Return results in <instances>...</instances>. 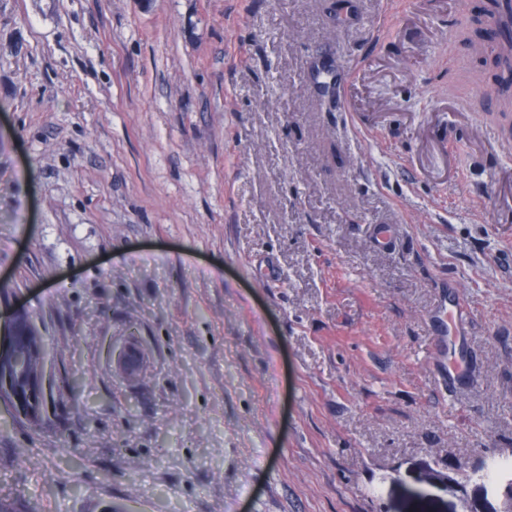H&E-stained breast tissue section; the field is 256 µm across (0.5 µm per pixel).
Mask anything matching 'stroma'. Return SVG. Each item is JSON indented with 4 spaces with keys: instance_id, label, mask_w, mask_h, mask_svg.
<instances>
[{
    "instance_id": "obj_1",
    "label": "stroma",
    "mask_w": 512,
    "mask_h": 512,
    "mask_svg": "<svg viewBox=\"0 0 512 512\" xmlns=\"http://www.w3.org/2000/svg\"><path fill=\"white\" fill-rule=\"evenodd\" d=\"M479 3L0 0V312L51 385L39 422L0 407L13 512H502L512 124L456 33ZM468 316L464 304L457 298H448V383L464 377L468 349Z\"/></svg>"
}]
</instances>
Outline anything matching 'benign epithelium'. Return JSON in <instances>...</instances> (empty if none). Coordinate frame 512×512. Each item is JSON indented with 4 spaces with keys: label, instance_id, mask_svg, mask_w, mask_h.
<instances>
[{
    "label": "benign epithelium",
    "instance_id": "7a95c632",
    "mask_svg": "<svg viewBox=\"0 0 512 512\" xmlns=\"http://www.w3.org/2000/svg\"><path fill=\"white\" fill-rule=\"evenodd\" d=\"M43 371L41 335L28 312L16 308L0 320V403L19 417L38 419L46 399Z\"/></svg>",
    "mask_w": 512,
    "mask_h": 512
}]
</instances>
